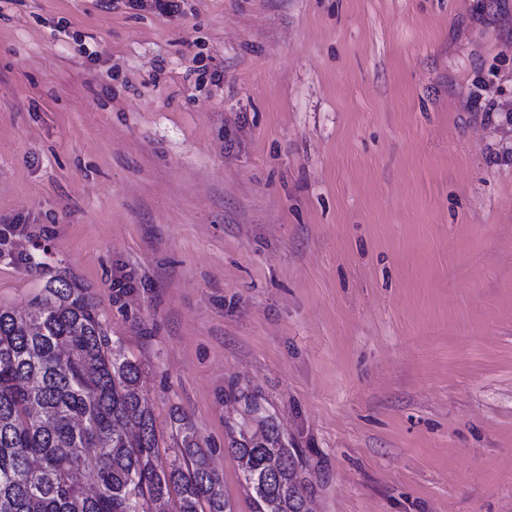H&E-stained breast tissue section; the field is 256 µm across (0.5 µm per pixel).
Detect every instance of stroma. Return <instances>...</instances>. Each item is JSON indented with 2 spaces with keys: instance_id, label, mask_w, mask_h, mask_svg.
Wrapping results in <instances>:
<instances>
[{
  "instance_id": "1",
  "label": "stroma",
  "mask_w": 512,
  "mask_h": 512,
  "mask_svg": "<svg viewBox=\"0 0 512 512\" xmlns=\"http://www.w3.org/2000/svg\"><path fill=\"white\" fill-rule=\"evenodd\" d=\"M56 274L233 512L261 415L311 512H512V0H0V306Z\"/></svg>"
}]
</instances>
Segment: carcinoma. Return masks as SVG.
I'll return each mask as SVG.
<instances>
[{
    "mask_svg": "<svg viewBox=\"0 0 512 512\" xmlns=\"http://www.w3.org/2000/svg\"><path fill=\"white\" fill-rule=\"evenodd\" d=\"M140 379L77 282L48 280L25 320L0 306V512H231L191 422L179 419L161 460ZM227 451L253 512H307L296 449L274 422L259 437L230 429Z\"/></svg>",
    "mask_w": 512,
    "mask_h": 512,
    "instance_id": "cac0c4a2",
    "label": "carcinoma"
}]
</instances>
